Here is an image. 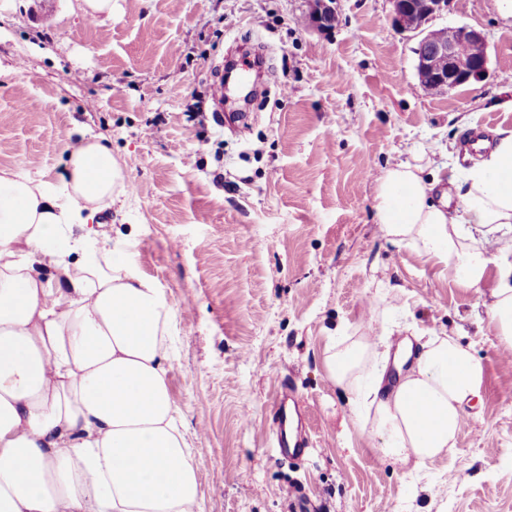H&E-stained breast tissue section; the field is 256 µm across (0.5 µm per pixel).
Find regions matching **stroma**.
Returning <instances> with one entry per match:
<instances>
[{
  "mask_svg": "<svg viewBox=\"0 0 512 512\" xmlns=\"http://www.w3.org/2000/svg\"><path fill=\"white\" fill-rule=\"evenodd\" d=\"M306 0H112L90 19L75 0H0V169L51 185L66 146L103 137L125 190L99 238L178 311L171 396L203 512H512V353L487 314L500 245L476 286L391 240L377 186L418 152L455 192L480 155L478 127L512 134V12L450 0L432 27L469 25L489 44L484 79L423 89L417 38L389 0H338V22L307 29ZM261 61L246 123L215 120L211 77ZM456 337L484 382L452 454L394 464L373 416L325 366L364 336ZM289 388L307 453L275 447V399Z\"/></svg>",
  "mask_w": 512,
  "mask_h": 512,
  "instance_id": "35a3bbf8",
  "label": "stroma"
}]
</instances>
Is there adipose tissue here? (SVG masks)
Here are the masks:
<instances>
[{"label":"adipose tissue","mask_w":512,"mask_h":512,"mask_svg":"<svg viewBox=\"0 0 512 512\" xmlns=\"http://www.w3.org/2000/svg\"><path fill=\"white\" fill-rule=\"evenodd\" d=\"M418 162L378 185L384 233L482 281L490 258L462 225L512 224V135L464 174L454 210L436 205ZM124 180L90 137L68 154L64 195L0 169V512H201L200 478L177 424L166 365L177 311L119 247L88 223ZM488 316L512 349V262L498 266ZM376 343L326 358L330 376L374 409L381 454L395 463L452 452L463 410L479 397L482 362L452 336L402 342L386 381L359 374Z\"/></svg>","instance_id":"1"}]
</instances>
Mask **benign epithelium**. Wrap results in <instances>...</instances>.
<instances>
[{"mask_svg":"<svg viewBox=\"0 0 512 512\" xmlns=\"http://www.w3.org/2000/svg\"><path fill=\"white\" fill-rule=\"evenodd\" d=\"M392 25L399 32L419 35L416 73L422 88L449 94L487 72L488 44L485 35L468 25H455L448 40L434 41L429 24L447 7L448 0H390ZM312 27L327 31L336 22V0H307Z\"/></svg>","mask_w":512,"mask_h":512,"instance_id":"benign-epithelium-1","label":"benign epithelium"}]
</instances>
